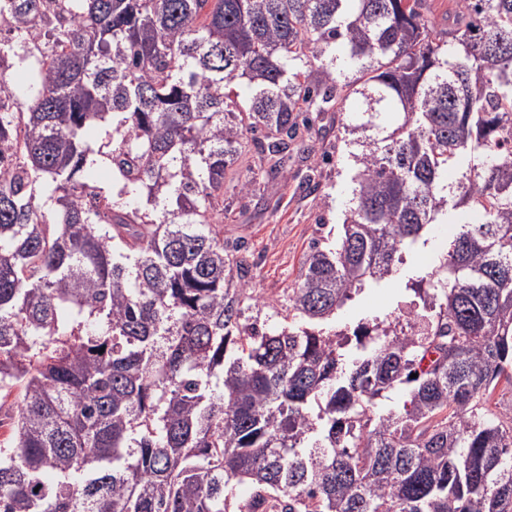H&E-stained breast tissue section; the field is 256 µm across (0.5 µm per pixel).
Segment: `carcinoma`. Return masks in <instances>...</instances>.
Returning <instances> with one entry per match:
<instances>
[{
  "mask_svg": "<svg viewBox=\"0 0 512 512\" xmlns=\"http://www.w3.org/2000/svg\"><path fill=\"white\" fill-rule=\"evenodd\" d=\"M426 2L0 0V512H512V0ZM313 108L351 206L262 331L212 215L245 132L275 176ZM441 216L423 335L328 326Z\"/></svg>",
  "mask_w": 512,
  "mask_h": 512,
  "instance_id": "carcinoma-1",
  "label": "carcinoma"
}]
</instances>
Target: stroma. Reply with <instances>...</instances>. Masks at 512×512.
I'll list each match as a JSON object with an SVG mask.
<instances>
[{
  "mask_svg": "<svg viewBox=\"0 0 512 512\" xmlns=\"http://www.w3.org/2000/svg\"><path fill=\"white\" fill-rule=\"evenodd\" d=\"M310 118L309 136L291 144L283 171L266 179L260 192L241 194L234 187L236 180L247 176V163L256 157L254 149H247L236 175L224 180V240L245 244L251 265L246 282L257 294L242 304V321L247 325L284 326L288 290L301 281L312 242H332L349 207L354 170L340 115L314 111ZM312 167L322 177L319 189L309 192L302 182ZM450 230L447 224L434 225L425 245L406 257L395 276L337 312V328L406 317L412 299L409 284L430 272L445 255Z\"/></svg>",
  "mask_w": 512,
  "mask_h": 512,
  "instance_id": "1",
  "label": "stroma"
}]
</instances>
